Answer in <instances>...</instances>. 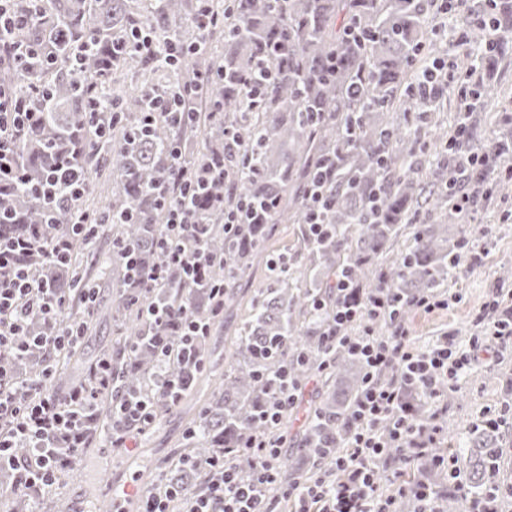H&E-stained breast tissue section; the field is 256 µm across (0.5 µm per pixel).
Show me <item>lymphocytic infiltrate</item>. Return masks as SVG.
I'll return each mask as SVG.
<instances>
[{
	"label": "lymphocytic infiltrate",
	"instance_id": "lymphocytic-infiltrate-1",
	"mask_svg": "<svg viewBox=\"0 0 512 512\" xmlns=\"http://www.w3.org/2000/svg\"><path fill=\"white\" fill-rule=\"evenodd\" d=\"M40 119L38 111L25 101L0 90V181L21 179L15 156L21 134ZM234 129L224 131L223 157L200 168L185 183L166 191L162 206L166 224L158 242L164 259L147 274L150 286L164 285L169 268H182L187 279L203 280L216 258L209 250L198 202L215 179L225 175L228 165L237 170L256 172L253 157L235 158L231 145ZM463 167L485 176L483 183L461 196L458 204L468 207L481 198L490 182L512 180V170H501L492 156L471 152L462 159ZM71 236L44 237L0 231V469L14 473L9 487L13 498L32 492H49L63 471L80 466L83 452L96 432L99 397L112 388V356L99 354L87 366L86 376L60 393L52 385L57 358L65 356L82 337L79 325L70 323L68 306L53 288L25 265L33 251L55 263L69 259L72 236L88 232L86 220L71 226ZM336 315L324 334L321 351L330 355L336 347L359 356L366 364L365 386L352 408L353 426L346 448L334 456L330 473L316 472L285 486L284 499L292 501L295 512H387L376 482L378 469L386 462L390 448L423 450L434 444L440 427L415 428L408 414L409 393L426 395L439 403L445 390L456 382L472 363L471 350L481 347L512 349V302L496 295L473 318L475 332L469 350H461L451 336H443L430 349H414L411 330L398 311L401 302L393 289L380 287L364 298L354 296L347 279L334 285ZM156 324L176 321L177 345L156 337L153 346L160 359L149 391H127L112 400L114 448L128 447L135 435L143 433L157 420L155 395L176 402L181 389L189 387L186 378L170 373L171 361L202 369L205 365L206 325L199 322L189 307L171 310L150 309ZM388 316L390 331L378 334L374 327L381 316ZM60 324L53 336L31 334L34 320ZM359 322L360 332L346 333L350 322ZM42 360L36 376L21 373L20 367L31 358ZM296 400V387L287 368H280L274 381L273 398L262 411L260 422L266 433L250 436L244 452L253 460L252 472L241 475L223 451L195 459L180 457L179 463L205 471L203 490L185 497L183 512H271L268 490L278 479L282 449L288 440L282 423L290 416ZM26 449L17 457L16 449Z\"/></svg>",
	"mask_w": 512,
	"mask_h": 512
}]
</instances>
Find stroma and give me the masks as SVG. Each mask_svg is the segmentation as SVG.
Here are the masks:
<instances>
[{
  "label": "stroma",
  "instance_id": "stroma-1",
  "mask_svg": "<svg viewBox=\"0 0 512 512\" xmlns=\"http://www.w3.org/2000/svg\"><path fill=\"white\" fill-rule=\"evenodd\" d=\"M505 193V199L477 211L463 227L464 234L475 235L479 247L485 249L484 265L474 270L461 267L449 270L447 280L438 289L439 295L447 298V307L409 317L415 347H425L447 334L467 343L473 332L472 314L497 291L512 290V278L500 277L501 271L512 270V183ZM243 319V312L237 311L214 325L206 348L208 368L200 383L135 440L125 459L113 457L108 450L89 449L79 480L61 484L52 493L35 496L37 512H78L81 502L88 498L95 502L98 512H112L113 497L122 493L125 469L142 470L151 483L158 476L171 475L183 453L188 427L198 421L212 396L216 375L224 370V341L240 334ZM119 334L120 326L112 318V282L105 279L101 282L90 330L71 362L73 372H80L89 359L110 349ZM477 356L466 377L449 393L447 412L439 416L446 432L445 446L450 455L463 458L471 430L483 413H498L501 442L508 449L500 480L512 485V394L503 388L504 378L512 377V354L481 350Z\"/></svg>",
  "mask_w": 512,
  "mask_h": 512
}]
</instances>
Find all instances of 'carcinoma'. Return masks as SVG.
Masks as SVG:
<instances>
[{
  "mask_svg": "<svg viewBox=\"0 0 512 512\" xmlns=\"http://www.w3.org/2000/svg\"><path fill=\"white\" fill-rule=\"evenodd\" d=\"M17 8L24 23L8 40L30 57L11 63L10 52L0 51V87L25 101L47 104L49 114L20 137L16 159L26 178L0 193V224L12 225L16 233L28 232L31 224H50L54 235H67L71 215L79 211L97 224V235L101 218L133 214L131 223L107 225L114 258L112 267L101 270L117 273L112 319L120 323L121 336L112 344V394L147 387L157 364L151 337L178 341L174 327L160 329L145 318L147 308L188 303L197 319L214 324L210 285L224 283V310H230L275 225L295 224L296 267L291 273L267 270L266 287L252 297L245 335L224 350V377L200 429L189 439L187 455L229 448L237 470L249 474L251 458L237 446L249 434L264 431L255 419L270 400V381L287 361L298 388L315 376L323 382L318 400L307 407L296 453L331 466L332 454L344 449L352 404L365 381L362 364L341 348L326 369H318L320 337L336 306L334 281L346 274L355 288L383 284L404 296L436 289L460 261L465 237L448 236L446 223H417L420 210L456 224L470 220V210L459 209L455 198L475 177L458 164L470 151L473 131L457 137L459 121L446 128L441 118L444 97L419 95L416 65L439 53L424 0H234L224 25L211 29L203 41L192 23L195 0H20ZM134 28L201 49L174 68L130 47L112 55V44L128 39ZM226 28L237 34L224 35ZM510 32L512 0L479 6L463 29L468 49L455 57L454 69L475 87L478 100L468 111H508L494 71L509 51L501 34ZM271 45L280 48L267 59L277 78L264 90L265 106L244 116V78ZM80 46L86 51L77 65L73 52ZM195 73L211 79L192 94L187 108L206 113L182 131V168L176 172L171 168L175 132L166 117L154 115L146 135L140 128L148 98L168 97ZM226 126L236 128L238 150L256 157L260 173L231 171L214 195L227 208L245 197L274 202L267 223L228 238L220 230L223 212L207 210L209 248L224 257V265L210 268L207 278L195 283L174 272L165 287L149 290L145 280L130 274L119 251L135 248L145 271L162 262L156 244L166 214L154 188L189 176L198 160V141H204L208 155L224 153ZM431 141L442 147L435 160L424 164L419 157ZM508 145L503 137L490 138L478 150L512 166ZM72 154L86 174L84 191L41 198L35 185ZM323 165L331 171L326 191L333 206L323 216V233L314 237L307 214L313 173ZM106 169L115 174L112 197L92 206L94 176ZM407 227L414 247L391 250ZM88 245L74 238L67 265L37 256L27 261L60 296L81 303L85 289L97 287L80 270ZM409 402L415 424H428L429 400L413 394ZM502 454L496 431L472 430L458 476L471 498H484L496 484ZM412 478L439 489L442 512H462L463 500L447 471L419 461ZM167 484L198 492L206 474L179 471Z\"/></svg>",
  "mask_w": 512,
  "mask_h": 512,
  "instance_id": "obj_1",
  "label": "carcinoma"
}]
</instances>
